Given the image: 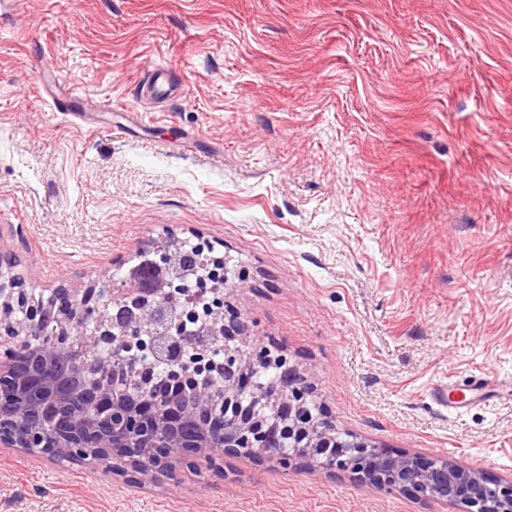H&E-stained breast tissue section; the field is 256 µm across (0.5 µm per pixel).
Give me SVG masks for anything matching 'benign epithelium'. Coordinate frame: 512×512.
<instances>
[{
  "instance_id": "obj_1",
  "label": "benign epithelium",
  "mask_w": 512,
  "mask_h": 512,
  "mask_svg": "<svg viewBox=\"0 0 512 512\" xmlns=\"http://www.w3.org/2000/svg\"><path fill=\"white\" fill-rule=\"evenodd\" d=\"M23 286L11 272V259L0 254V297L20 296ZM37 312L38 306L27 302L14 319L0 318V383L10 385L8 397L0 395L1 448L49 446V456L54 458H66L76 450L105 451L112 470L122 472L128 448H194L196 454L217 462L249 447L259 459L273 458L285 466L301 459L315 469L348 471L364 484L461 504L464 512H512V479L491 480L482 470L447 458L396 454L365 441L340 440L325 410L312 409L308 397L313 387L303 373L289 366L286 356H272L229 307L214 314L196 341V346L205 347L224 340V386L198 387L194 404L184 408L176 397L158 394L149 401L155 407L150 417L126 427L107 417H88L84 402L51 388L36 389L28 373L8 366L10 360L21 361L17 352L35 328L28 318ZM89 316L94 317L96 329L87 344L56 340L39 349V364L49 368L70 356L83 371L101 377L125 364L117 343L118 325L165 326L170 313L156 304L152 293L131 281L117 291L92 287L79 298L68 296V306L59 312L58 320L66 331ZM273 363L280 366L282 376L279 385L269 390L255 376ZM109 400L114 414L138 411L121 401L113 388L100 385L92 404L104 409Z\"/></svg>"
}]
</instances>
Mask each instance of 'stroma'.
I'll use <instances>...</instances> for the list:
<instances>
[{
    "instance_id": "stroma-1",
    "label": "stroma",
    "mask_w": 512,
    "mask_h": 512,
    "mask_svg": "<svg viewBox=\"0 0 512 512\" xmlns=\"http://www.w3.org/2000/svg\"><path fill=\"white\" fill-rule=\"evenodd\" d=\"M156 64L174 93L147 105ZM167 236L223 256L338 430L512 478V0H13L0 254L36 291L118 288ZM0 512L461 509L267 458L130 480L0 448Z\"/></svg>"
}]
</instances>
